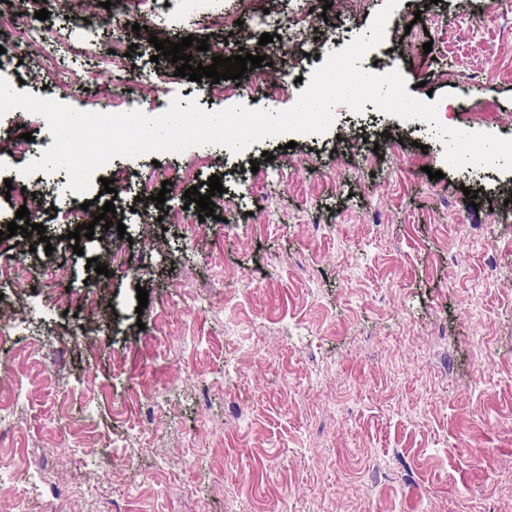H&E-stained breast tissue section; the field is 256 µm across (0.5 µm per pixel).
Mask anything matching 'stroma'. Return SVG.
Instances as JSON below:
<instances>
[{
    "instance_id": "35a3bbf8",
    "label": "stroma",
    "mask_w": 512,
    "mask_h": 512,
    "mask_svg": "<svg viewBox=\"0 0 512 512\" xmlns=\"http://www.w3.org/2000/svg\"><path fill=\"white\" fill-rule=\"evenodd\" d=\"M384 3L336 0L328 23L322 0L304 11L272 0L306 31L288 57L260 45L258 27L239 39L133 8L127 72L155 79L140 94L150 116L176 96L209 112L284 110ZM139 25L207 39L206 66L241 51L268 63L216 96L209 78L152 62ZM93 66L66 61L55 100L110 111ZM360 67L399 69L408 93L451 104L449 126L512 137V0H400ZM284 78L288 94H273ZM465 86L479 107L458 112ZM24 130L34 142L14 152ZM52 143L43 117L0 116V178L42 198L48 237L0 241V406L12 415L0 512H97L102 501L112 512H512V221L501 219L512 172L447 167L418 121L376 110L239 155L207 145L116 157L130 188L115 217L137 264L103 277L87 261L105 260L109 240L66 238L101 182L77 195L66 171L21 173ZM213 175L225 192L202 219L183 194H207Z\"/></svg>"
}]
</instances>
